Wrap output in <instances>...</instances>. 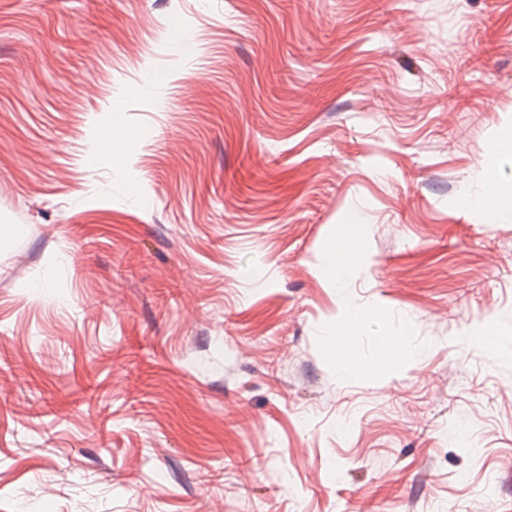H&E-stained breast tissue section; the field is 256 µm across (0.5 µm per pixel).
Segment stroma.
Wrapping results in <instances>:
<instances>
[{
    "label": "stroma",
    "mask_w": 512,
    "mask_h": 512,
    "mask_svg": "<svg viewBox=\"0 0 512 512\" xmlns=\"http://www.w3.org/2000/svg\"><path fill=\"white\" fill-rule=\"evenodd\" d=\"M509 139L512 0H0V512H512ZM503 158H512V140L496 143L487 155V163L484 168L486 180L497 181L499 165Z\"/></svg>",
    "instance_id": "obj_1"
}]
</instances>
